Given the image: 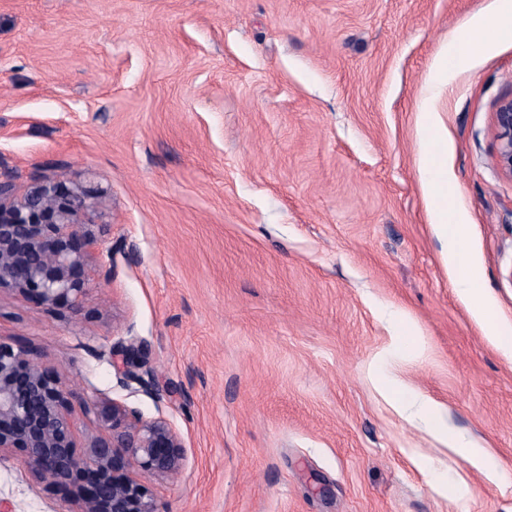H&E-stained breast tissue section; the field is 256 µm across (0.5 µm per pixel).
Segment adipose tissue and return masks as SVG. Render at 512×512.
<instances>
[{
  "instance_id": "ef3b65f1",
  "label": "adipose tissue",
  "mask_w": 512,
  "mask_h": 512,
  "mask_svg": "<svg viewBox=\"0 0 512 512\" xmlns=\"http://www.w3.org/2000/svg\"><path fill=\"white\" fill-rule=\"evenodd\" d=\"M503 39H512V0H496L491 14L476 18L455 44L445 48L431 71L430 82L435 85L447 83L450 70L467 66L476 56L490 51ZM419 128L418 169L429 220L447 244L446 259L457 272L459 290L475 311H483L485 295L481 277L472 266L468 253V224L455 207L457 190L448 180V132L434 121L431 112L425 110L419 114ZM415 403L417 414L445 447L483 472L489 480H498L489 445L465 438L452 426L446 425L441 418L442 410L434 400L421 396Z\"/></svg>"
}]
</instances>
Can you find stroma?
<instances>
[{
    "label": "stroma",
    "instance_id": "35a3bbf8",
    "mask_svg": "<svg viewBox=\"0 0 512 512\" xmlns=\"http://www.w3.org/2000/svg\"><path fill=\"white\" fill-rule=\"evenodd\" d=\"M493 0H0V182L102 189L111 254L82 309L0 293V340L72 392L165 418L178 476L161 512H512V354L452 286L427 215L418 112L448 131V174L489 317L512 329V179L494 113L512 42L450 71L444 44ZM417 348L399 350L398 321ZM142 345L157 400L109 351ZM399 377L465 436L487 481L379 389ZM0 453V512H73Z\"/></svg>",
    "mask_w": 512,
    "mask_h": 512
}]
</instances>
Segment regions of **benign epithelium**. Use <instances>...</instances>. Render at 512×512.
<instances>
[{
    "mask_svg": "<svg viewBox=\"0 0 512 512\" xmlns=\"http://www.w3.org/2000/svg\"><path fill=\"white\" fill-rule=\"evenodd\" d=\"M497 166L512 178V98L495 112ZM99 191L63 177L36 181L17 196L0 182V292H18L52 309L80 308L85 268L106 250L105 226L91 219ZM122 385L134 381L156 399L162 391L143 378L141 349L111 351ZM72 394L54 369L30 350L0 341V453L23 452L31 470L70 495L75 512H160L147 474H176L184 457L176 432L163 418L145 420L125 403L96 401L103 433L78 453Z\"/></svg>",
    "mask_w": 512,
    "mask_h": 512,
    "instance_id": "7a95c632",
    "label": "benign epithelium"
}]
</instances>
